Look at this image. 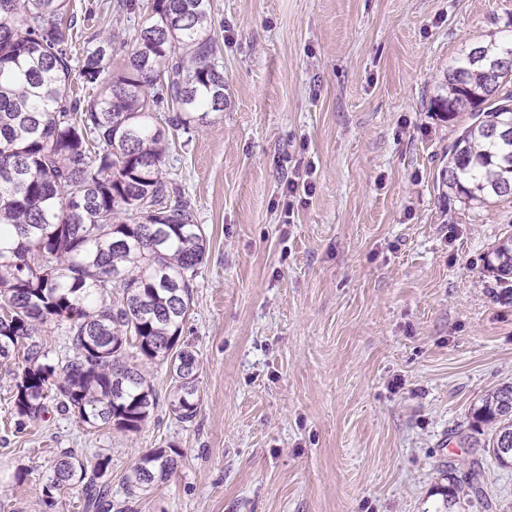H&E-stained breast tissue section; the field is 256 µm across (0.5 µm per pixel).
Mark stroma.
I'll list each match as a JSON object with an SVG mask.
<instances>
[{
	"label": "stroma",
	"instance_id": "1",
	"mask_svg": "<svg viewBox=\"0 0 512 512\" xmlns=\"http://www.w3.org/2000/svg\"><path fill=\"white\" fill-rule=\"evenodd\" d=\"M116 3L70 0L74 57L150 12ZM212 9L224 109L169 131L164 165L207 237L179 340L200 363V411L178 421L167 365L143 360L160 403L139 431L53 409L19 430L16 366L0 363V512H82L76 488L45 502L61 449L110 457L120 500L139 455L171 444L178 467L137 512H441L476 460L483 494L465 512H512V468L472 418L512 382V281L484 268L512 198L448 189V147L471 116L434 106L474 44L512 40V0ZM297 170L312 187L292 196Z\"/></svg>",
	"mask_w": 512,
	"mask_h": 512
}]
</instances>
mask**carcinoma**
I'll return each mask as SVG.
<instances>
[{
    "instance_id": "1",
    "label": "carcinoma",
    "mask_w": 512,
    "mask_h": 512,
    "mask_svg": "<svg viewBox=\"0 0 512 512\" xmlns=\"http://www.w3.org/2000/svg\"><path fill=\"white\" fill-rule=\"evenodd\" d=\"M69 0H0V358L23 351L12 413L22 428L57 411L96 428L136 432L158 407L135 361L170 366L168 404L176 419L200 408L199 362L178 347L192 288L206 254L201 225L163 168L168 140L156 112L187 127L224 111L211 0H152L135 31L122 73L101 83L115 51L112 35L88 37L72 68L75 17ZM79 79L102 85L92 98L72 94ZM512 46L474 45L448 74L438 107L473 113L449 150L444 180L460 198L512 197ZM498 281L512 279V235L484 258ZM65 326L70 353L55 360L39 328ZM496 424L488 451L512 466V385L472 408ZM182 452L142 453L112 497L111 459L88 466L73 450L54 461L46 501L80 486L87 512H134L132 503L171 476Z\"/></svg>"
}]
</instances>
